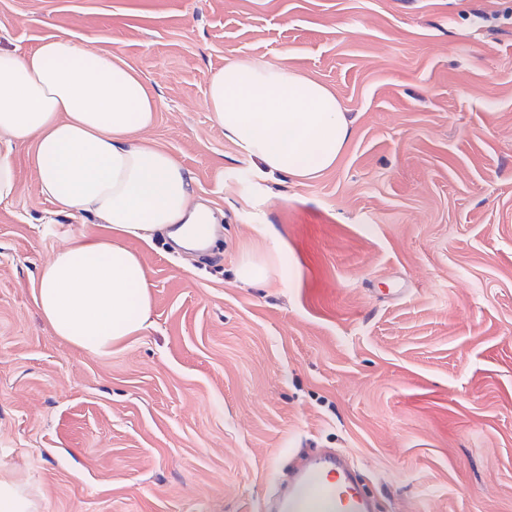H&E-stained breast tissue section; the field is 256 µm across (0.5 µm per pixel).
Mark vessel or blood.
Returning a JSON list of instances; mask_svg holds the SVG:
<instances>
[{
	"label": "vessel or blood",
	"instance_id": "b4317fda",
	"mask_svg": "<svg viewBox=\"0 0 512 512\" xmlns=\"http://www.w3.org/2000/svg\"><path fill=\"white\" fill-rule=\"evenodd\" d=\"M356 473L346 455L326 453L305 459L278 496L276 512H377L357 492Z\"/></svg>",
	"mask_w": 512,
	"mask_h": 512
}]
</instances>
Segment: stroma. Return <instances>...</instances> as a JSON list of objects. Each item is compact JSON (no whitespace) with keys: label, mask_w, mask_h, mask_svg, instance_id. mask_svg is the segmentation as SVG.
<instances>
[{"label":"stroma","mask_w":512,"mask_h":512,"mask_svg":"<svg viewBox=\"0 0 512 512\" xmlns=\"http://www.w3.org/2000/svg\"><path fill=\"white\" fill-rule=\"evenodd\" d=\"M69 36L157 102L146 137L220 219L214 246L128 240L152 324L94 356L55 336L38 272L102 233L0 202V472L41 512H265L304 455L353 459L378 512H512V0H0V49ZM323 84L353 135L299 184L205 107L228 57ZM268 283L235 269L268 239Z\"/></svg>","instance_id":"stroma-1"}]
</instances>
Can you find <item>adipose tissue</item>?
I'll return each mask as SVG.
<instances>
[{
	"label": "adipose tissue",
	"mask_w": 512,
	"mask_h": 512,
	"mask_svg": "<svg viewBox=\"0 0 512 512\" xmlns=\"http://www.w3.org/2000/svg\"><path fill=\"white\" fill-rule=\"evenodd\" d=\"M205 105L226 138L269 173L295 182L332 168L353 134L340 101L284 67L230 57ZM157 105L118 55L69 37L28 53L0 50V202L18 192L13 145H31L38 189L59 210L89 212L107 233L67 243L39 271L36 302L55 336L111 353L151 324V285L124 241L166 233L178 246L212 243L216 217L170 153L144 138ZM0 512H40L28 482L0 474Z\"/></svg>",
	"instance_id": "obj_1"
}]
</instances>
